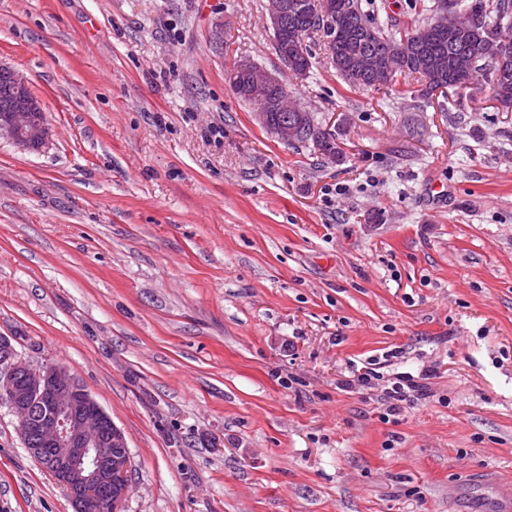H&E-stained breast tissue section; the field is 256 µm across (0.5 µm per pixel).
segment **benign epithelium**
I'll list each match as a JSON object with an SVG mask.
<instances>
[{
	"label": "benign epithelium",
	"mask_w": 512,
	"mask_h": 512,
	"mask_svg": "<svg viewBox=\"0 0 512 512\" xmlns=\"http://www.w3.org/2000/svg\"><path fill=\"white\" fill-rule=\"evenodd\" d=\"M301 7L297 0H269L268 17L274 34H280L288 13ZM320 15L336 28L346 31L345 19L353 10L350 0H319ZM462 13L457 0H438L426 27L454 29L450 21H459ZM372 76V85L388 82L389 67L373 62L364 70L352 69L350 79ZM231 81L248 82L254 96H263L280 85L276 75L249 57L234 60ZM39 102L0 116V136L28 150L31 142L46 145L48 126L31 125L29 111ZM260 124L279 140L294 141L297 126L275 124L271 114L260 108ZM0 404L7 406L17 421V429L31 457L56 471L75 512H88L90 504L105 500L115 508L126 492L129 469L127 441L123 432L85 388L79 379L57 364L33 366L23 361L11 341L0 337Z\"/></svg>",
	"instance_id": "obj_1"
}]
</instances>
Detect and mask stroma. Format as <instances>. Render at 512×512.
Returning <instances> with one entry per match:
<instances>
[{
    "instance_id": "obj_1",
    "label": "stroma",
    "mask_w": 512,
    "mask_h": 512,
    "mask_svg": "<svg viewBox=\"0 0 512 512\" xmlns=\"http://www.w3.org/2000/svg\"><path fill=\"white\" fill-rule=\"evenodd\" d=\"M268 0H0L48 145L0 138V336L128 442L118 512H495L512 494V108L295 77ZM433 0H362L399 30ZM274 73L344 158L285 144ZM224 131L214 139L211 127ZM375 363L374 389H339ZM428 395L381 419L389 381ZM0 512H74L0 405ZM229 76L231 82L236 79L247 80L253 96H263L277 88L281 83L276 75L256 63L250 57H239L234 60ZM301 111L296 112H282L279 109V112H267L263 108H259L257 110L256 116L260 124L272 135L277 137L279 140L289 143L293 142L296 133H297V126L295 125H285V124H275L274 122H293L297 123L299 120V113ZM273 121H272V120Z\"/></svg>"
}]
</instances>
